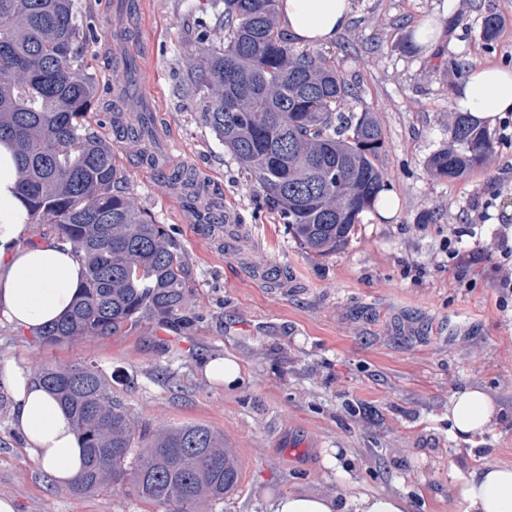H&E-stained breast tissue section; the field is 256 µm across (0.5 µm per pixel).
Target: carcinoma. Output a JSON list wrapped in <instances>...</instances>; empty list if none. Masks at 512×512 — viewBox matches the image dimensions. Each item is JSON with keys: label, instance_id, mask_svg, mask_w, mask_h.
Wrapping results in <instances>:
<instances>
[{"label": "carcinoma", "instance_id": "carcinoma-1", "mask_svg": "<svg viewBox=\"0 0 512 512\" xmlns=\"http://www.w3.org/2000/svg\"><path fill=\"white\" fill-rule=\"evenodd\" d=\"M278 2L201 0L179 67L201 122L255 176L292 238L324 255L348 242L385 190L377 165L385 136L370 113L350 111L356 91L331 62L279 28ZM498 31L497 17H485L482 39L490 44ZM97 38L76 0H0V142L12 150L30 223L54 225L85 267L69 313L39 332L47 346L144 320L177 333L198 319L185 253L124 186L112 143L85 124L99 87L80 54ZM115 69L123 101L135 65L124 57ZM121 132L139 143L154 136L153 119L142 111ZM492 151L488 131L459 113L427 166L456 179ZM36 376L82 441L74 490L128 485L147 502L195 507L237 487L240 467L224 434L202 424L139 427L93 365H44Z\"/></svg>", "mask_w": 512, "mask_h": 512}]
</instances>
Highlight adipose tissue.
Wrapping results in <instances>:
<instances>
[{
    "label": "adipose tissue",
    "mask_w": 512,
    "mask_h": 512,
    "mask_svg": "<svg viewBox=\"0 0 512 512\" xmlns=\"http://www.w3.org/2000/svg\"><path fill=\"white\" fill-rule=\"evenodd\" d=\"M284 29L297 44H327L350 23L351 0H279ZM452 105L487 125L512 112V67L475 64L465 68ZM12 153L0 145V317L35 332L71 309L84 266L65 240L29 244L27 209L15 189ZM0 382L13 397L14 429L57 488L69 487L84 468V450L69 414L27 370L0 361ZM495 411L481 390L455 393L448 417L458 439L470 441L485 430ZM451 489L464 512H512V465L486 463L450 474ZM273 512H409L405 497L391 492L340 497L289 492L275 500Z\"/></svg>",
    "instance_id": "obj_1"
}]
</instances>
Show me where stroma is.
Masks as SVG:
<instances>
[{
  "label": "stroma",
  "mask_w": 512,
  "mask_h": 512,
  "mask_svg": "<svg viewBox=\"0 0 512 512\" xmlns=\"http://www.w3.org/2000/svg\"><path fill=\"white\" fill-rule=\"evenodd\" d=\"M97 27L82 60L110 86L117 23L134 30V93L152 113L157 137L128 145L129 113L91 110L89 125L111 141L130 191L179 242L193 268L199 322L174 333L151 321L114 336L57 347L0 321V360L29 371L87 363L123 373L112 394L140 426L202 424L223 432L241 463L232 497L195 512H271L288 492L336 495L398 492L410 512H461L451 470L512 463V296L497 292L487 255L490 227L448 261L453 228L488 200L512 225V114L491 128L489 161L459 179L434 176L429 156L448 139L452 96L466 66L512 65V0H352L349 26L320 51L357 92V113L381 125L378 165L395 214L364 212L348 244L318 256L280 223L260 185L234 160L184 92L178 59L195 0H133L117 16L113 0H77ZM499 20L492 45L486 16ZM433 21L435 35L413 50L409 37ZM163 153L154 167L145 155ZM193 173L204 201L217 200L238 237L222 236L192 213L170 176ZM234 357L236 386L209 380L205 364ZM485 390L498 413L485 431L455 438L448 403ZM13 400L0 384V494L18 512H174L108 486L92 494L56 488L12 426ZM338 453L340 468L326 458Z\"/></svg>",
  "instance_id": "obj_1"
}]
</instances>
